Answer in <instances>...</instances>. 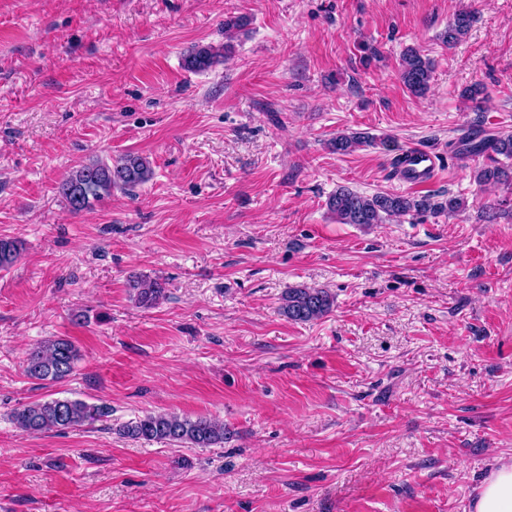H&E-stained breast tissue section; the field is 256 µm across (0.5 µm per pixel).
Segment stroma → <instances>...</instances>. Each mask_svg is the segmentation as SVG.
Masks as SVG:
<instances>
[{"label": "stroma", "mask_w": 512, "mask_h": 512, "mask_svg": "<svg viewBox=\"0 0 512 512\" xmlns=\"http://www.w3.org/2000/svg\"><path fill=\"white\" fill-rule=\"evenodd\" d=\"M466 8L468 36L444 44ZM239 15L228 61L184 68ZM409 47L433 63L422 97L400 78ZM339 132L375 142L341 155ZM507 133L512 0H0V237L25 247L0 272V512H471L512 461V186L472 177L475 145ZM409 146L438 155L427 192L463 211L331 217L341 186L406 193ZM129 152L150 181L70 212L59 181ZM132 273L165 300L137 307ZM300 285L332 311L289 320ZM53 336L81 358L45 384L23 361ZM51 397L109 413L15 428ZM149 412L229 437L116 434Z\"/></svg>", "instance_id": "obj_1"}]
</instances>
